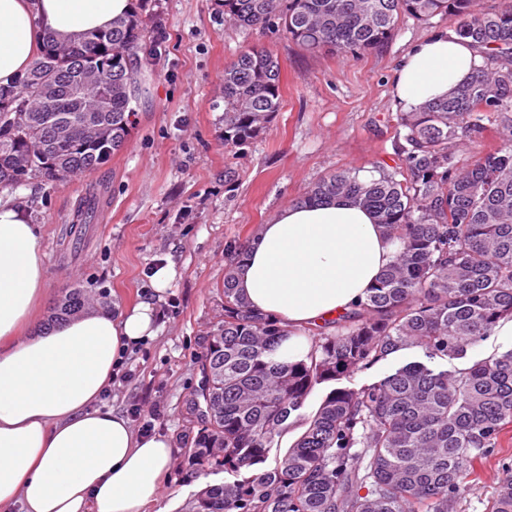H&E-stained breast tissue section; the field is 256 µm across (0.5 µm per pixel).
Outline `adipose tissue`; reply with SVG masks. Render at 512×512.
<instances>
[{"label":"adipose tissue","mask_w":512,"mask_h":512,"mask_svg":"<svg viewBox=\"0 0 512 512\" xmlns=\"http://www.w3.org/2000/svg\"><path fill=\"white\" fill-rule=\"evenodd\" d=\"M131 10L130 0H0V85L28 68L44 34L106 30ZM482 65L451 31L418 40L391 77L395 110L446 97ZM399 248L352 200L289 204L249 243L236 285L251 308L288 328L278 359H301L310 346L300 329L357 308ZM45 259L39 225L0 200V512H146L173 466L170 442L137 435L101 398L114 366L154 336L155 306L90 308L35 330Z\"/></svg>","instance_id":"ef3b65f1"}]
</instances>
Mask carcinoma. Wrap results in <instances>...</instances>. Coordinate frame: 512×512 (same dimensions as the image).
Masks as SVG:
<instances>
[{"label": "carcinoma", "instance_id": "cac0c4a2", "mask_svg": "<svg viewBox=\"0 0 512 512\" xmlns=\"http://www.w3.org/2000/svg\"><path fill=\"white\" fill-rule=\"evenodd\" d=\"M77 38L44 37L17 83L0 86V188L91 173L122 150L133 124L138 73L153 56L161 20L151 0ZM224 20L266 28L307 51L378 50L403 14L441 16L485 64L447 99L400 118L396 154L407 178L383 168L321 177L302 202L350 196L400 241L394 262L359 309L331 334L312 336L306 358L275 354L288 330L250 308L235 287L244 252L227 253L224 320L202 359L192 395L200 425L187 461L233 480L207 485L186 512H456L471 476L512 426V349L464 369L408 364L361 389L334 388L307 429L274 458L290 417L313 388L419 347L430 359L462 358L512 318V0L489 13L478 0H217ZM281 63L265 47L240 50L224 69V150L257 139L280 107ZM497 122L500 145L471 163ZM88 289H67L51 312L80 314ZM487 512H512V469Z\"/></svg>", "mask_w": 512, "mask_h": 512}]
</instances>
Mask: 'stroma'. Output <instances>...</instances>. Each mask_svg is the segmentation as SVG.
I'll use <instances>...</instances> for the list:
<instances>
[{
  "mask_svg": "<svg viewBox=\"0 0 512 512\" xmlns=\"http://www.w3.org/2000/svg\"><path fill=\"white\" fill-rule=\"evenodd\" d=\"M159 10L161 44L142 71L145 91L125 147L95 172L53 185L33 180L0 190V197L42 229L47 307L75 283L107 289L112 309L131 307L151 294V270L173 265L176 278L156 304V334L132 347L105 403L141 435L170 441L173 467L148 512H185L201 488L225 479L221 472L191 476L184 452L198 432L188 401L201 380L200 359L224 317L227 251L244 247L319 178L397 166L392 72L413 42L449 23L402 16L384 47L352 57L307 52L272 30L240 31L225 23L216 0H159ZM247 46L278 55L281 106L259 138L228 155L212 105L222 94L225 65ZM228 166L237 173L229 189ZM509 349L512 337L496 331L461 359L430 360L422 349L407 348L340 383L360 389L411 362L454 371ZM498 448L458 512H487L503 466H512V427Z\"/></svg>",
  "mask_w": 512,
  "mask_h": 512,
  "instance_id": "stroma-1",
  "label": "stroma"
}]
</instances>
